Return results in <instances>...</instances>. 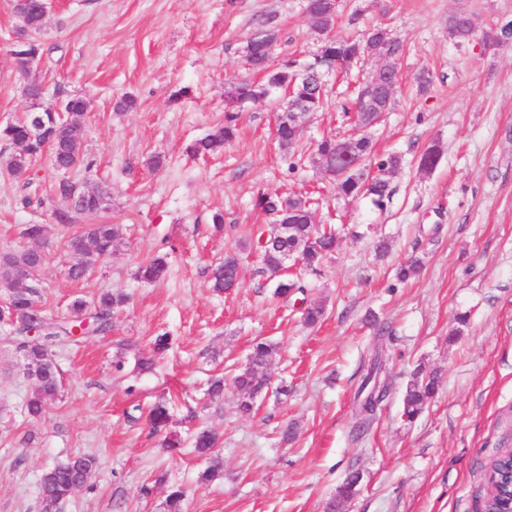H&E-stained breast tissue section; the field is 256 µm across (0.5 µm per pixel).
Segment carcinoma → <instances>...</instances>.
<instances>
[{
  "mask_svg": "<svg viewBox=\"0 0 512 512\" xmlns=\"http://www.w3.org/2000/svg\"><path fill=\"white\" fill-rule=\"evenodd\" d=\"M306 10L314 19L319 32H329L335 25L336 10L328 9L324 0H306ZM42 27V16L38 12H30L27 23L23 24L18 36L25 40V52L33 64L40 61L43 50L33 34ZM451 35L460 43L469 42L476 35L473 22L463 12H457L448 19ZM482 37L495 44L512 42V21L505 22L496 28L482 33ZM277 38V32L270 27L258 29L247 48V59L252 70L263 74L265 82L255 84L240 81L233 84L237 101L256 102L265 98L270 90L288 91L293 88V99L302 103L307 111L315 112L322 104L325 91V73L329 66L316 62L308 64L301 70L292 69L285 64L272 68L263 47ZM400 50V43L389 39L381 29L367 33L361 41H349L326 38L322 42L319 57L323 59L347 61L362 53L394 55ZM65 112L58 113L50 109L30 112L24 119L0 125V145L3 150H11L6 159V169L14 180L21 181V187L31 190L34 178L22 180L21 167L32 162L36 157L47 154L50 165L57 171H67L81 162L83 141V106L84 97L71 94L62 99ZM353 112V128H365L374 122V115L362 110L361 97H356L352 107L344 108V112ZM237 115L228 112L224 116V126L214 133L198 141L193 146L195 153L215 152L232 141L236 133ZM277 134L282 147L287 148L296 138V129L288 113L279 116ZM315 156L322 170L329 176L336 192L346 198L368 196L372 203L384 207L390 199L392 190L385 174L393 172L401 165V157L390 154L376 159L371 156V145L368 138L357 139L349 145L347 139L323 138L316 145ZM441 158V150L437 145L428 147L421 155L419 168L432 171ZM376 167L375 175L368 170ZM71 184H59L61 203L53 210L54 220L58 224L69 226L75 217L84 215L90 219L97 217L103 210L104 202L89 195L76 202H69ZM255 206L263 212L279 220L278 213L288 210V223L280 225L258 239L263 261V272L275 277L284 270L287 254L292 252L301 257L306 267L317 271L322 260L336 247V235L325 229H319L313 223V203L310 197L295 194L288 198L273 197L259 194ZM119 232L113 224H83L69 238L68 246L81 257L82 264H74L68 269V277L81 280L85 277L84 266L98 261L101 254L113 253ZM42 263V256L35 250L25 247L0 253V282L8 288V295L0 303V322L12 328L11 342L22 354L25 361L26 374L33 378L35 386L25 402L28 416L39 418L45 408L59 399L60 385L58 368L46 347V342H65L69 340L88 339L105 335L112 328L113 314L121 309L127 300L121 292H103L97 301L87 304L76 299L72 302L71 318L53 321L43 317L44 327L41 329L42 339L28 337V325L34 318V307H43L44 289L40 281L31 278H20L14 275L18 267L34 268ZM239 268L238 258L232 254L224 257V261L212 269V288L221 292L225 283L232 278ZM166 263L157 258L140 269L141 277L146 281H156L165 276ZM303 292L300 281L288 278L280 279L275 287L274 295L289 298ZM277 353L274 343L257 340L252 344L249 353V366L242 374L235 377V387L240 394L239 410L244 415L253 411L255 398L268 389L266 368ZM385 364L380 354H375L363 368L361 383L357 391L358 410L362 416L361 424L370 422L378 406L388 396L389 387L383 385L382 373ZM438 377L421 370L415 372L408 381L403 398L402 417L415 421L423 412L426 404L434 397ZM153 432H159L168 420L167 407L163 403L153 406L148 415ZM194 448L198 456L210 460V466L202 473L201 479L211 481L220 476L221 462L219 452L222 444L221 435L216 431L203 427L194 436ZM97 460L92 454H79L48 468L42 475L39 484V495L43 507L51 504H62L77 488L86 484L88 476L96 468ZM490 471L488 488L483 508L484 512H498L506 507L512 498V453L503 451L493 457L487 464ZM186 492L181 487H174L166 499L167 512H183Z\"/></svg>",
  "mask_w": 512,
  "mask_h": 512,
  "instance_id": "cac0c4a2",
  "label": "carcinoma"
}]
</instances>
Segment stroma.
I'll return each instance as SVG.
<instances>
[{
    "instance_id": "obj_1",
    "label": "stroma",
    "mask_w": 512,
    "mask_h": 512,
    "mask_svg": "<svg viewBox=\"0 0 512 512\" xmlns=\"http://www.w3.org/2000/svg\"><path fill=\"white\" fill-rule=\"evenodd\" d=\"M305 4L52 0L37 34L50 50L38 66L44 104L56 107L62 90L88 101L83 160L57 173L37 159L42 204L33 208L20 205L0 162V252L25 245L24 225H48L51 318L69 315L78 297L119 291L129 300L107 335L50 343L61 398L36 420L24 413L33 381L0 326V512H40L43 471L77 452L94 454L98 466L57 512H166L175 486L186 491L184 512H324L355 471L361 482L344 512H480L486 464L512 447V43H457L448 17L466 12L482 31L512 20V0H337L333 36L353 40L378 27L403 50L359 57L347 75L330 76L323 108L303 117L285 151L274 139L283 93L255 104L229 98L233 82L252 77L246 46L261 21L278 32L274 64L313 61L322 37ZM17 32L11 0H0V125L29 111L11 55ZM386 63L398 83L383 121L365 134L376 156L398 153L403 163L389 173L392 196L379 210L368 198L337 196L314 150L321 137L347 134L341 103ZM424 70L433 83L422 94L415 78ZM125 96L135 108L116 110ZM229 110L238 115L235 139L214 155L191 153ZM433 145L441 159L421 171ZM156 155L165 159L158 170L148 164ZM63 181L108 189L98 220L120 234L112 258L79 282L67 276L77 260L72 230L52 216ZM305 186L320 190L315 224L337 235L320 273L301 275L307 303L325 309L314 326L274 297L257 246L273 221L254 207L258 194ZM230 253L240 280L218 294L210 269ZM158 257L165 276L141 280L140 266ZM412 257L419 273L397 281ZM465 311L462 325L455 316ZM374 318L390 334L391 393L359 436L354 407L361 365L376 349ZM161 334L169 345L157 353L151 341ZM257 338L277 346L273 388L244 415L233 378ZM141 355L151 370H138ZM418 369L437 373L438 389L408 422L403 397ZM212 377L223 378L224 395L209 402ZM158 401L169 419L154 435L134 411ZM290 423L297 434L282 441ZM200 427L224 441L222 474L210 482L200 478L207 461L192 451Z\"/></svg>"
}]
</instances>
